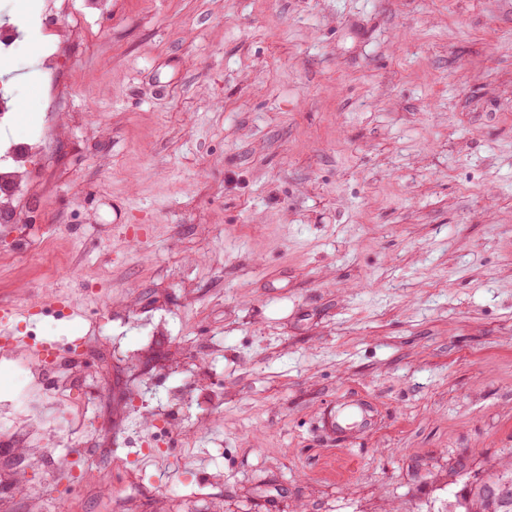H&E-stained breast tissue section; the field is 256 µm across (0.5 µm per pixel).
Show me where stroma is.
I'll use <instances>...</instances> for the list:
<instances>
[{
	"label": "stroma",
	"mask_w": 512,
	"mask_h": 512,
	"mask_svg": "<svg viewBox=\"0 0 512 512\" xmlns=\"http://www.w3.org/2000/svg\"><path fill=\"white\" fill-rule=\"evenodd\" d=\"M0 235L32 347L86 338L68 512H436L512 464V0H112ZM38 223H29L30 214ZM363 405L339 443L328 412ZM129 473L130 481L121 494L112 496V487L108 488L105 493V497L110 503V512L112 510L125 512L128 503L133 501L144 503L152 495L150 485L137 472L130 471Z\"/></svg>",
	"instance_id": "stroma-1"
}]
</instances>
